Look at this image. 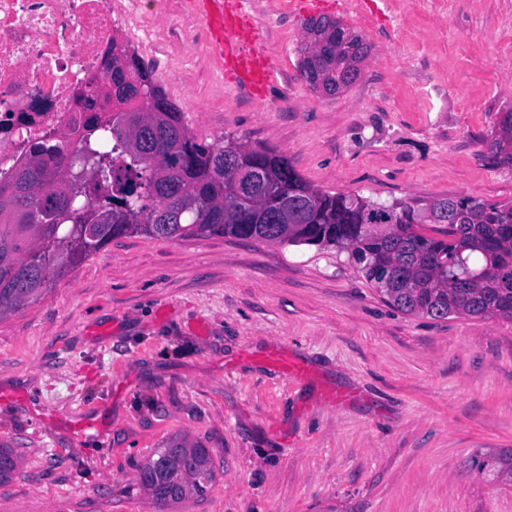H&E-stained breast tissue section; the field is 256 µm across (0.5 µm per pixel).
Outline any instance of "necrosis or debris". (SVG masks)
<instances>
[{
	"label": "necrosis or debris",
	"mask_w": 512,
	"mask_h": 512,
	"mask_svg": "<svg viewBox=\"0 0 512 512\" xmlns=\"http://www.w3.org/2000/svg\"><path fill=\"white\" fill-rule=\"evenodd\" d=\"M119 29L141 55L165 57L144 0H0V182L31 141L81 123L76 98L106 81Z\"/></svg>",
	"instance_id": "4bbe7bcc"
}]
</instances>
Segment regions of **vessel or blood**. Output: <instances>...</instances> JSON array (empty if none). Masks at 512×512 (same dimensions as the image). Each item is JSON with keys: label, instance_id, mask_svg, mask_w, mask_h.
<instances>
[{"label": "vessel or blood", "instance_id": "obj_1", "mask_svg": "<svg viewBox=\"0 0 512 512\" xmlns=\"http://www.w3.org/2000/svg\"><path fill=\"white\" fill-rule=\"evenodd\" d=\"M188 7L206 22L209 44L221 71L245 93L261 92L273 80V67L262 49L245 0H187ZM271 362L291 377L307 370L284 348L269 352Z\"/></svg>", "mask_w": 512, "mask_h": 512}]
</instances>
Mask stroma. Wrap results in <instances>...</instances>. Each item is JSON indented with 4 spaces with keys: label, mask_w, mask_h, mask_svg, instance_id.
Returning a JSON list of instances; mask_svg holds the SVG:
<instances>
[{
    "label": "stroma",
    "mask_w": 512,
    "mask_h": 512,
    "mask_svg": "<svg viewBox=\"0 0 512 512\" xmlns=\"http://www.w3.org/2000/svg\"><path fill=\"white\" fill-rule=\"evenodd\" d=\"M246 2L274 69L259 97L184 0H145L176 60L156 78L198 141L274 147L308 183L381 203L512 202L489 151L512 110V0ZM322 15L371 46L336 96L298 67ZM279 346L311 376L268 363ZM80 411L98 434H72ZM175 438L215 479L162 507L138 466ZM0 443L21 459L0 512H512V486L477 468L512 448V322L404 314L345 251L120 238L0 320Z\"/></svg>",
    "instance_id": "obj_1"
}]
</instances>
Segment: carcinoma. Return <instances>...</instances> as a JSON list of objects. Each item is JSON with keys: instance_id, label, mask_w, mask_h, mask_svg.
<instances>
[{"instance_id": "carcinoma-1", "label": "carcinoma", "mask_w": 512, "mask_h": 512, "mask_svg": "<svg viewBox=\"0 0 512 512\" xmlns=\"http://www.w3.org/2000/svg\"><path fill=\"white\" fill-rule=\"evenodd\" d=\"M337 27L301 49L308 83L336 92L360 76V53L336 55ZM112 84L124 103L114 118L87 115L55 143L36 141L16 179L0 185V318L44 298L54 282L121 237L150 241L221 236L350 252L364 278L407 315L512 321V202L469 195L384 205L330 193L305 181L279 152L235 139L199 142L153 70L112 41ZM343 70L342 75L336 71ZM512 110L501 114L489 150L512 167ZM0 444V482L18 469ZM141 467V488L162 505L202 494L215 472L209 451L172 443ZM512 482V448L477 462Z\"/></svg>"}]
</instances>
